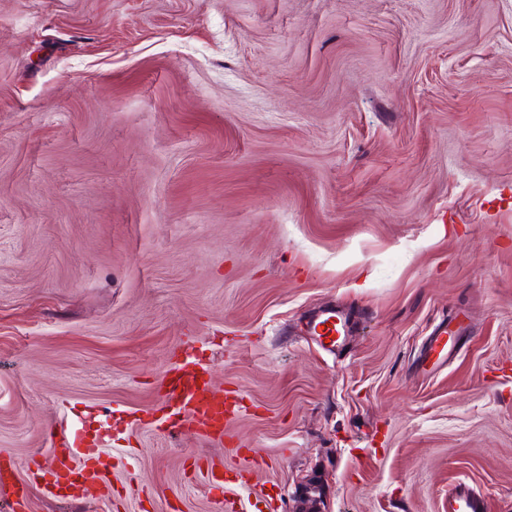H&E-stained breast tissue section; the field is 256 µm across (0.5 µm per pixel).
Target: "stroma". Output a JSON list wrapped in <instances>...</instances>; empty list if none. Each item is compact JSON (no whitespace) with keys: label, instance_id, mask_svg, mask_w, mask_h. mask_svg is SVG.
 I'll return each mask as SVG.
<instances>
[{"label":"stroma","instance_id":"1","mask_svg":"<svg viewBox=\"0 0 512 512\" xmlns=\"http://www.w3.org/2000/svg\"><path fill=\"white\" fill-rule=\"evenodd\" d=\"M188 346L224 444L149 423ZM88 411L140 421L70 504ZM0 453L26 512H512V0H0ZM327 323H330V326H327ZM347 328V319L332 309L321 311L308 323V331L316 335L321 346L329 351H332L342 339H336L335 335L345 336ZM325 340H329V343H325ZM84 420L85 417L76 416L54 422L45 431L50 447L48 454L44 456L37 450L28 462L29 472L45 479L47 492L55 497L77 499L83 493L80 478L85 477L90 468L96 465L105 471L112 468V464L101 461L102 454L98 452V448L112 442V433L106 429L94 441L85 443ZM479 510L481 509L477 498L466 488H457L448 498V512H478Z\"/></svg>","mask_w":512,"mask_h":512}]
</instances>
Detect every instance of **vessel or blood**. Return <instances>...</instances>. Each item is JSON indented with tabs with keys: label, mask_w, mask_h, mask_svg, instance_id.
<instances>
[{
	"label": "vessel or blood",
	"mask_w": 512,
	"mask_h": 512,
	"mask_svg": "<svg viewBox=\"0 0 512 512\" xmlns=\"http://www.w3.org/2000/svg\"><path fill=\"white\" fill-rule=\"evenodd\" d=\"M347 328L346 318L332 309L321 311L308 323L309 331L318 341L329 342L333 347ZM159 391L165 408L161 422L171 435L184 432L223 443L229 424L241 408L235 391L214 388L209 362L189 353L162 375ZM83 429L84 419L80 416L54 422L45 432L47 455L28 462L53 496L78 498L82 492L81 478L100 464L99 450L112 440L111 432L106 430L94 441L85 442ZM25 498V486L18 481L16 465L1 466L0 512H21Z\"/></svg>",
	"instance_id": "b4317fda"
}]
</instances>
